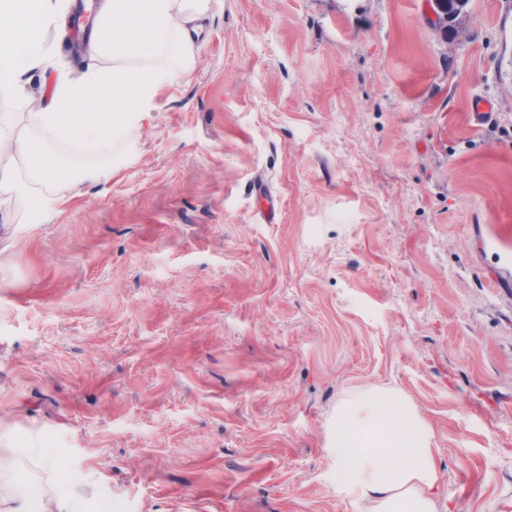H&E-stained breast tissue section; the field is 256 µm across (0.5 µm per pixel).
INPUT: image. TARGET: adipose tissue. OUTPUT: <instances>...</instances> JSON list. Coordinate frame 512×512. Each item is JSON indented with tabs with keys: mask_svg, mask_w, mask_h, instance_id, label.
I'll use <instances>...</instances> for the list:
<instances>
[{
	"mask_svg": "<svg viewBox=\"0 0 512 512\" xmlns=\"http://www.w3.org/2000/svg\"><path fill=\"white\" fill-rule=\"evenodd\" d=\"M66 0H0V99L24 102V72L55 68L49 28ZM212 0H105L95 30L96 62L79 77L58 75L48 104L0 114V223L45 224L85 183H104L121 164L155 100L194 69V38ZM44 189L39 207L14 215V165ZM328 479L352 512H437L442 473L436 431L399 390L372 386L336 404L323 437ZM28 478L8 474L0 512H74L76 498L33 503Z\"/></svg>",
	"mask_w": 512,
	"mask_h": 512,
	"instance_id": "ef3b65f1",
	"label": "adipose tissue"
}]
</instances>
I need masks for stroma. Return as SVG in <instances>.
Returning <instances> with one entry per match:
<instances>
[{
    "label": "stroma",
    "mask_w": 512,
    "mask_h": 512,
    "mask_svg": "<svg viewBox=\"0 0 512 512\" xmlns=\"http://www.w3.org/2000/svg\"><path fill=\"white\" fill-rule=\"evenodd\" d=\"M365 386L433 424L438 512H512V6L214 0L111 179L0 238V435L77 512H351Z\"/></svg>",
    "instance_id": "stroma-1"
}]
</instances>
